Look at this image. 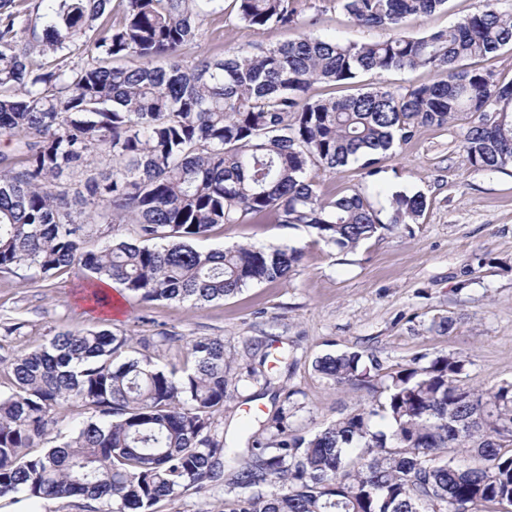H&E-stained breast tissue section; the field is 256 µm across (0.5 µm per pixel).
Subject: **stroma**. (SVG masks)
Returning a JSON list of instances; mask_svg holds the SVG:
<instances>
[{"mask_svg":"<svg viewBox=\"0 0 512 512\" xmlns=\"http://www.w3.org/2000/svg\"><path fill=\"white\" fill-rule=\"evenodd\" d=\"M317 16L314 35L364 42L382 31L353 24L336 0H299ZM477 0H448L447 10L427 18H408L404 30L424 34L456 24L474 11ZM201 45L184 48L187 57L204 50H246L297 38L298 30L259 31L234 17H210ZM438 72L420 68L365 73L339 94L384 82L394 86L429 84ZM475 116L459 113L447 127H428L397 144L382 162L379 175H368L353 162L342 171L319 172L327 191L355 190L368 198L381 221H388L392 195L422 193L428 206L414 223L378 233L351 252L318 242L310 228L271 221L215 227L196 248L287 244L303 249L304 259L285 280L264 282L203 305L188 302L142 303L129 292L118 294V315L92 310L83 300L88 279L72 269L58 278L34 282L26 268L0 272V354L11 357L44 345L66 330L107 329L133 338L177 335L174 343L149 348L161 368L182 367L191 337L223 339L235 371L263 363L270 388L243 381L229 389L218 430L234 440L243 417L266 418L274 410V391L291 392L292 428L308 435L349 413L369 407L372 395L355 384L328 386L314 362L328 353L362 351L374 355L382 374L415 357H465L464 383L487 391L512 383V167L489 172L473 167L463 148ZM448 317L450 332L433 329ZM21 323L19 332L6 328ZM259 343L267 359L249 353ZM223 486L186 492L159 501L154 512H220Z\"/></svg>","mask_w":512,"mask_h":512,"instance_id":"1","label":"stroma"}]
</instances>
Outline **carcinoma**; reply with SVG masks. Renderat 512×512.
<instances>
[{"label": "carcinoma", "instance_id": "1", "mask_svg": "<svg viewBox=\"0 0 512 512\" xmlns=\"http://www.w3.org/2000/svg\"><path fill=\"white\" fill-rule=\"evenodd\" d=\"M0 0V271L42 278L79 268L144 303L203 304L249 284L288 279L290 245L207 252L191 241L224 224H303L346 252L384 228L358 193L326 194L314 169L363 160L370 175L422 127L479 114L464 148L485 171L512 167V82L466 61L512 45V9L479 0L444 30L414 36L405 19L448 0H341L382 40L345 43L305 32L294 0ZM112 11H107V7ZM298 38L182 56L224 14ZM431 68L432 84L378 85L318 97L361 74ZM107 164V169L100 168ZM418 193L393 196L392 222H416ZM121 224L134 241L86 247ZM193 362L160 369L109 330H68L6 365L0 395V498L102 501L107 512H153L167 497L224 484V512H483L512 504V383L486 394L462 384L466 360L415 357L388 375L385 396L308 436L284 408L245 427L244 446L215 427L232 371L221 338L188 341ZM314 369L332 387L376 386L363 354H326ZM87 414L39 454L63 411ZM467 446L462 465L448 449Z\"/></svg>", "mask_w": 512, "mask_h": 512}]
</instances>
